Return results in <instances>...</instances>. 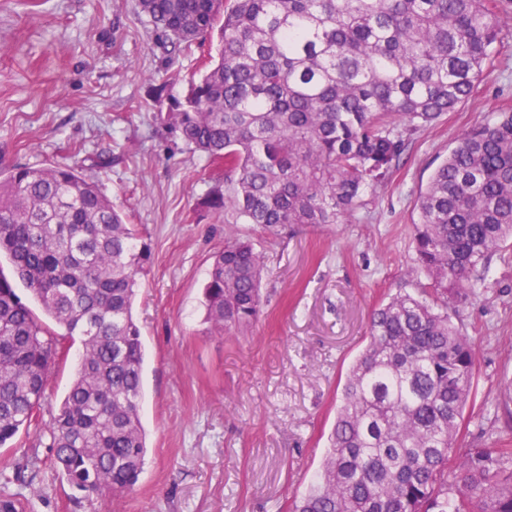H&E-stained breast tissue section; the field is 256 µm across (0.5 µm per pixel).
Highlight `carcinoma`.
<instances>
[{
  "instance_id": "carcinoma-1",
  "label": "carcinoma",
  "mask_w": 512,
  "mask_h": 512,
  "mask_svg": "<svg viewBox=\"0 0 512 512\" xmlns=\"http://www.w3.org/2000/svg\"><path fill=\"white\" fill-rule=\"evenodd\" d=\"M173 50L217 37L218 58L170 110L179 137L224 174L203 205L271 236L336 224L384 181L403 135L469 100L512 12L503 0H147ZM416 208L417 293L376 309L347 373L321 470L289 512H512V448H470L448 473L472 394L474 340L454 322L512 239V111L465 131ZM0 447L39 420L53 367L80 339L49 425L54 463L102 501L134 490L147 442L145 347L133 302L152 250L74 167L0 172ZM265 255L224 243L204 288L222 336L262 307ZM20 281L64 333L16 292ZM0 495L24 512L38 494Z\"/></svg>"
}]
</instances>
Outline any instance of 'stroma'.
Returning <instances> with one entry per match:
<instances>
[{
  "instance_id": "1",
  "label": "stroma",
  "mask_w": 512,
  "mask_h": 512,
  "mask_svg": "<svg viewBox=\"0 0 512 512\" xmlns=\"http://www.w3.org/2000/svg\"><path fill=\"white\" fill-rule=\"evenodd\" d=\"M198 70L166 54L137 0H0V170L63 162L82 170L147 234L153 263L133 307L146 358L142 423L148 455L109 512H287L320 470L346 373L368 342L372 311L414 292L415 205L458 137L512 107V30L473 98L414 133L385 184L342 223L291 225L271 236L203 205L224 183L160 121ZM237 234L266 256L263 313L224 336L204 321L213 254ZM476 345L472 395L455 453L512 444L501 403L512 381V246L461 315ZM59 361L49 408L0 448L16 491L38 455L34 512H98L51 464L50 408L74 378Z\"/></svg>"
}]
</instances>
